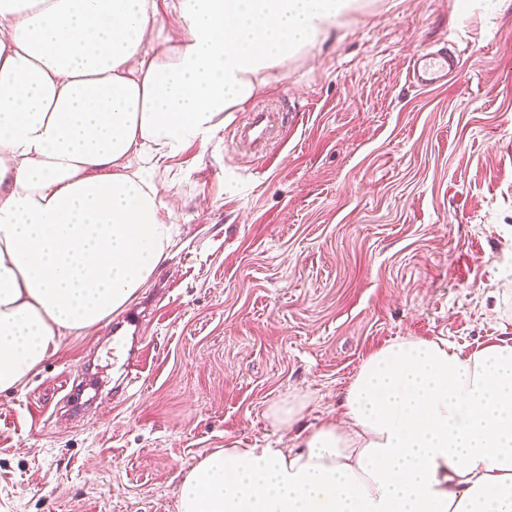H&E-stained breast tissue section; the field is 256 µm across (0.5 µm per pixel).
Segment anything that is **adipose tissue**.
Listing matches in <instances>:
<instances>
[{
    "instance_id": "adipose-tissue-1",
    "label": "adipose tissue",
    "mask_w": 512,
    "mask_h": 512,
    "mask_svg": "<svg viewBox=\"0 0 512 512\" xmlns=\"http://www.w3.org/2000/svg\"><path fill=\"white\" fill-rule=\"evenodd\" d=\"M361 0H0V391L130 304L170 255L159 170ZM219 448L177 512H512V336L371 353L342 417Z\"/></svg>"
}]
</instances>
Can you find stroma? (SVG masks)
Here are the masks:
<instances>
[{
    "label": "stroma",
    "instance_id": "35a3bbf8",
    "mask_svg": "<svg viewBox=\"0 0 512 512\" xmlns=\"http://www.w3.org/2000/svg\"><path fill=\"white\" fill-rule=\"evenodd\" d=\"M434 48L458 71L413 87L409 59ZM263 102L284 127L254 153L232 131ZM168 166L143 387H114L111 320L64 336L0 392V512H177L199 455L290 447L269 406L340 417L395 338L512 336V0H364Z\"/></svg>",
    "mask_w": 512,
    "mask_h": 512
}]
</instances>
